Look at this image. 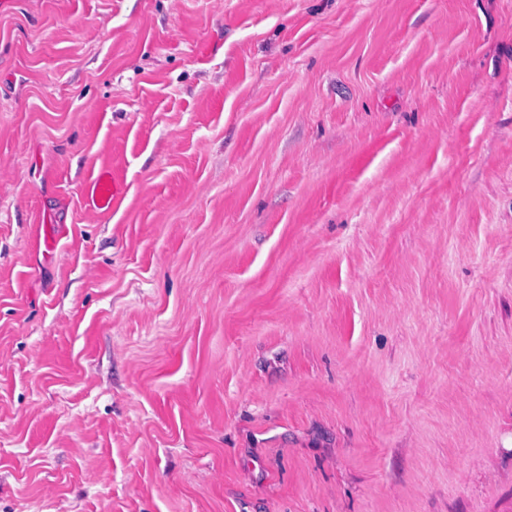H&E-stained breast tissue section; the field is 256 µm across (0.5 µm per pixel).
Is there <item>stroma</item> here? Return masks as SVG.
<instances>
[{
	"mask_svg": "<svg viewBox=\"0 0 512 512\" xmlns=\"http://www.w3.org/2000/svg\"><path fill=\"white\" fill-rule=\"evenodd\" d=\"M0 512H512V0L0 10ZM124 193L123 185L112 177L107 169H101L87 193V204L99 213L112 210Z\"/></svg>",
	"mask_w": 512,
	"mask_h": 512,
	"instance_id": "stroma-1",
	"label": "stroma"
}]
</instances>
